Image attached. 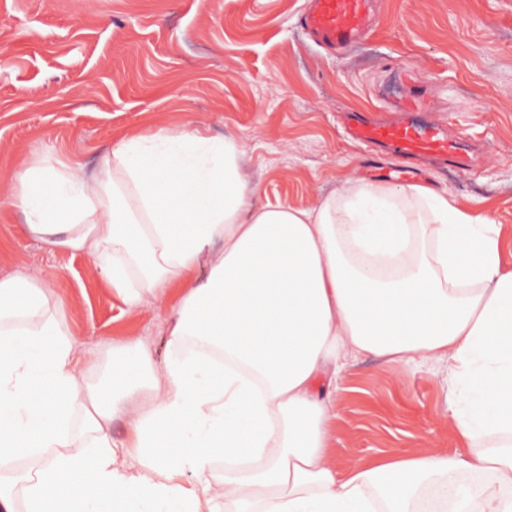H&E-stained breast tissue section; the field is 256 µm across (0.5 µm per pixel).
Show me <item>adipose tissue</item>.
<instances>
[{
    "label": "adipose tissue",
    "mask_w": 512,
    "mask_h": 512,
    "mask_svg": "<svg viewBox=\"0 0 512 512\" xmlns=\"http://www.w3.org/2000/svg\"><path fill=\"white\" fill-rule=\"evenodd\" d=\"M243 156L185 126L121 139L90 179L77 163L9 174L30 234L87 258L125 305L183 288L160 373L137 340L86 360L48 281L0 277V512H418L429 489L448 512H512L498 225L422 183L264 203ZM361 355L446 364V413L485 446L334 465L333 392Z\"/></svg>",
    "instance_id": "obj_1"
}]
</instances>
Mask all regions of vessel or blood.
<instances>
[{
	"label": "vessel or blood",
	"instance_id": "vessel-or-blood-1",
	"mask_svg": "<svg viewBox=\"0 0 512 512\" xmlns=\"http://www.w3.org/2000/svg\"><path fill=\"white\" fill-rule=\"evenodd\" d=\"M374 16V0H313L305 22L319 43L336 48L364 34ZM353 137L363 143H379L409 158L435 155L456 158L457 147L442 124L377 122L354 125Z\"/></svg>",
	"mask_w": 512,
	"mask_h": 512
}]
</instances>
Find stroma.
Here are the masks:
<instances>
[{"label":"stroma","instance_id":"1","mask_svg":"<svg viewBox=\"0 0 512 512\" xmlns=\"http://www.w3.org/2000/svg\"><path fill=\"white\" fill-rule=\"evenodd\" d=\"M377 2L373 29L332 51L304 26L310 0H0V276L48 279L88 359L138 339L164 370L165 304L128 307L83 256L31 236L5 175L32 162L90 171L124 136L186 125L236 136L265 203L310 208L341 179L448 187L499 224L512 262V0ZM409 77L477 154L469 169L347 135L348 115L392 113ZM447 395L445 365L351 360L331 460L466 450Z\"/></svg>","mask_w":512,"mask_h":512}]
</instances>
